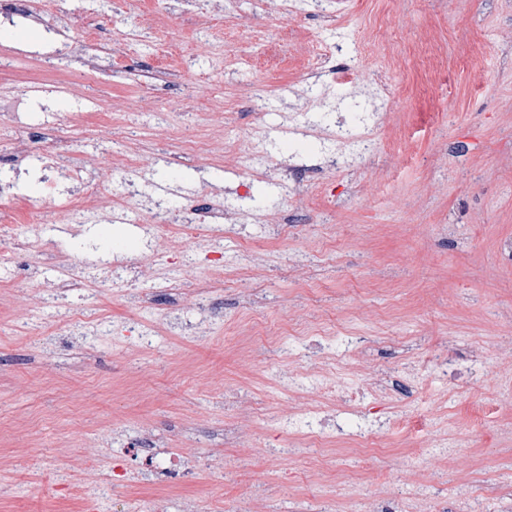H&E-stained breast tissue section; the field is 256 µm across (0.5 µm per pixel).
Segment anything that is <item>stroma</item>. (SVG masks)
<instances>
[{
  "label": "stroma",
  "instance_id": "35a3bbf8",
  "mask_svg": "<svg viewBox=\"0 0 512 512\" xmlns=\"http://www.w3.org/2000/svg\"><path fill=\"white\" fill-rule=\"evenodd\" d=\"M34 19L0 24V159L20 165L15 198L36 215L29 236L41 252L18 251L0 282V512H74L59 497V479L93 490L113 459L132 483L115 488L108 512H127L137 499H159L161 512H226L255 489H268L279 512H315L330 482L372 492L401 493L416 477L404 465L413 453L427 471L451 464L439 486L442 512H462L467 485L484 512L512 502V395L495 379L512 367V0H33ZM394 25L399 35L378 58L380 86L363 70L368 39ZM83 44L99 71L72 66L50 72L42 60ZM354 80L338 84L315 70V50ZM363 115L368 153L321 156L265 141L278 175L272 192L249 186L230 148L248 146L257 121L327 130L337 119ZM180 127L163 134L159 116ZM205 142L208 156L188 153ZM83 165L138 220L195 224L219 197L242 209H283L293 226L280 239L263 229L208 225L198 244H215L234 260L222 281L204 266L190 287H206L213 316L188 337L173 322L199 324L186 295L170 291L182 276L180 241L136 281L153 297L131 306L112 285L117 256L105 252L97 228L113 214L97 209L78 236L61 234L54 215L68 207L73 184L45 194L39 181L49 159ZM156 181L180 175L188 197L129 195L133 170ZM300 179L293 202L280 173ZM308 252L305 270L290 260ZM78 280L61 304L38 307L55 284L58 255ZM264 295L243 310L240 279ZM95 317L94 336L67 319ZM154 330L151 351L130 353L134 321ZM294 327L311 336L354 333L373 343V365H395L401 342L419 334L423 354L451 341L456 368L469 377L451 384L461 412L450 421L463 433L467 410L494 408L451 460L395 438L344 470L339 447L314 446L301 456L269 454L277 434L224 444V397L248 389L256 414L289 407V394L264 391L270 373L298 369L270 334ZM488 350L471 366L474 343Z\"/></svg>",
  "mask_w": 512,
  "mask_h": 512
}]
</instances>
